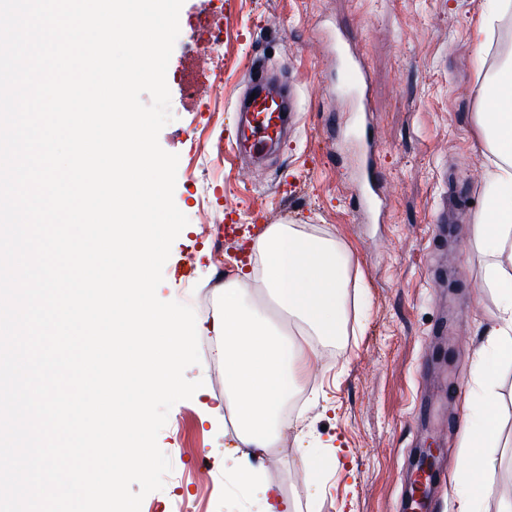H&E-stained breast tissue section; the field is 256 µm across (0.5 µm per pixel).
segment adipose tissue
Segmentation results:
<instances>
[{"instance_id":"adipose-tissue-1","label":"adipose tissue","mask_w":512,"mask_h":512,"mask_svg":"<svg viewBox=\"0 0 512 512\" xmlns=\"http://www.w3.org/2000/svg\"><path fill=\"white\" fill-rule=\"evenodd\" d=\"M479 133L495 167V192L487 199L473 234L488 253L481 279L497 302L495 323L473 359L478 385L491 392L489 361H512V58L486 74L478 91ZM260 265L224 283V306L211 329L219 339L224 381L234 399L236 436L243 448L235 464L259 495V512H294L270 485L258 483L255 463L274 447L282 430L281 411L298 381L319 360L327 340L347 322L350 275L341 241L318 236L297 224H271L255 244ZM278 307L293 324L283 331L270 309ZM466 453L457 470L458 512H481L495 468L490 449L497 438L496 416L488 405L465 408Z\"/></svg>"}]
</instances>
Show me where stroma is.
<instances>
[{
  "label": "stroma",
  "instance_id": "1",
  "mask_svg": "<svg viewBox=\"0 0 512 512\" xmlns=\"http://www.w3.org/2000/svg\"><path fill=\"white\" fill-rule=\"evenodd\" d=\"M489 0H184L166 72L172 122L159 134L178 155L174 202L188 218L174 240L157 296L191 306L202 380L177 402L158 435L171 471L141 512H255L240 482L238 442L227 425L224 365L211 324L241 249L269 224L336 235L366 285L357 335L339 337L301 382L305 408L282 431L264 468L298 512H401L419 449L438 448L442 472L429 512H456L463 413L483 398L472 358L497 306L481 288L487 257L472 226L489 184L478 132L477 88L512 56V18L486 46L473 32ZM224 26L223 109L200 111L211 88L186 102V67L205 76L201 40ZM370 76L369 114L353 111L347 62ZM284 74L296 110L277 151L252 160L236 145L234 108L257 63ZM377 145L379 186L363 172ZM500 463L485 512L512 498V365H499ZM336 440L343 464L306 483L302 451Z\"/></svg>",
  "mask_w": 512,
  "mask_h": 512
}]
</instances>
